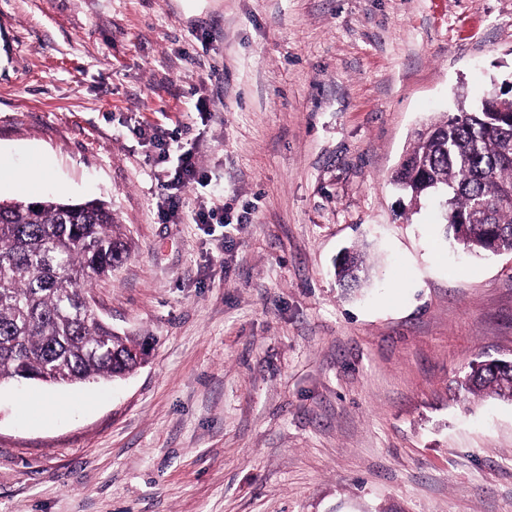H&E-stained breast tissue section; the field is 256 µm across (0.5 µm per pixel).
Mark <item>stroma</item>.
<instances>
[{
	"mask_svg": "<svg viewBox=\"0 0 512 512\" xmlns=\"http://www.w3.org/2000/svg\"><path fill=\"white\" fill-rule=\"evenodd\" d=\"M503 83L512 0H0V164L49 174L0 201L107 203L129 254L89 300L151 344L0 386V512H512V402L457 387L512 358V253L390 182ZM172 136L206 176L173 223ZM336 276L342 288L346 291L354 290L366 271V260L364 255L358 251L347 252L339 263H336Z\"/></svg>",
	"mask_w": 512,
	"mask_h": 512,
	"instance_id": "35a3bbf8",
	"label": "stroma"
}]
</instances>
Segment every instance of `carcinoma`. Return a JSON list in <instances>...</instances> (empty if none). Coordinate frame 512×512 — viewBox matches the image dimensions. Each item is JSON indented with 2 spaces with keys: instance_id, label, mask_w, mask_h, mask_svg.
Wrapping results in <instances>:
<instances>
[{
  "instance_id": "obj_1",
  "label": "carcinoma",
  "mask_w": 512,
  "mask_h": 512,
  "mask_svg": "<svg viewBox=\"0 0 512 512\" xmlns=\"http://www.w3.org/2000/svg\"><path fill=\"white\" fill-rule=\"evenodd\" d=\"M512 97L458 105L405 155L391 179L417 202L435 197L446 236L467 249L512 252ZM125 244L100 201L0 203V383L36 374L54 385L123 378L147 345L112 331L87 306L86 286L112 273ZM366 271L355 250L336 264L342 288ZM512 365L474 362L461 381L472 396L503 397Z\"/></svg>"
}]
</instances>
